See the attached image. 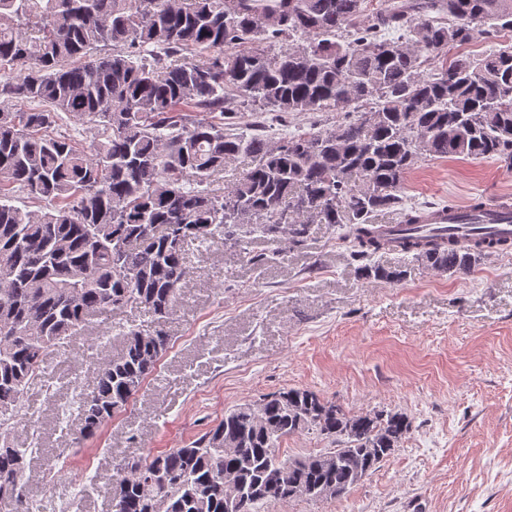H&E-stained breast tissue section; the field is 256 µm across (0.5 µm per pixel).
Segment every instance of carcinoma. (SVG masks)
Listing matches in <instances>:
<instances>
[{
  "label": "carcinoma",
  "instance_id": "carcinoma-1",
  "mask_svg": "<svg viewBox=\"0 0 512 512\" xmlns=\"http://www.w3.org/2000/svg\"><path fill=\"white\" fill-rule=\"evenodd\" d=\"M0 0V409L96 316L141 308L161 324L192 273L188 246L258 234L277 254L311 225L342 239L367 279L395 251L440 273L479 248L422 234L392 248L372 224L404 207L420 159L496 158L512 167V50L448 58L512 29V0ZM43 103L24 111L20 105ZM303 112H341L318 131L268 134ZM76 118L88 145L61 131ZM246 160L224 192L227 164ZM36 205L17 206L19 196ZM80 400L81 439L124 409L169 336L131 328ZM246 403L188 445L126 460L113 512H255L337 499L410 433L398 411L354 414L308 389ZM336 448L282 459L304 431ZM28 451L0 436V512H24Z\"/></svg>",
  "mask_w": 512,
  "mask_h": 512
}]
</instances>
